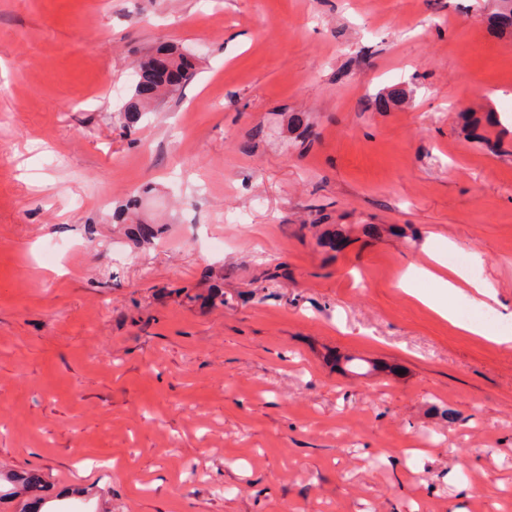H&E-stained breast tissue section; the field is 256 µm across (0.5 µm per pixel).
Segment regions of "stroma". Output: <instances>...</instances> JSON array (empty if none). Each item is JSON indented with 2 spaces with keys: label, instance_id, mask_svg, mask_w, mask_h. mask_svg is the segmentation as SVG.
<instances>
[{
  "label": "stroma",
  "instance_id": "1",
  "mask_svg": "<svg viewBox=\"0 0 512 512\" xmlns=\"http://www.w3.org/2000/svg\"><path fill=\"white\" fill-rule=\"evenodd\" d=\"M502 8L0 0V512H512V344L399 286L512 312ZM191 70L192 64L187 57L175 55L167 49L142 58L138 63V80L124 115L125 121L134 123L151 101L179 91L191 78ZM427 257L429 261L440 264L443 269H417L431 283L432 288L427 293L415 294V297L463 333L483 336L497 344L511 343L512 314L511 317L502 319L500 328L496 330L489 329L483 322L465 321L458 314L459 302L473 309L496 311L493 304H499V301L492 283L466 271L445 267L439 260L437 251L428 252Z\"/></svg>",
  "mask_w": 512,
  "mask_h": 512
}]
</instances>
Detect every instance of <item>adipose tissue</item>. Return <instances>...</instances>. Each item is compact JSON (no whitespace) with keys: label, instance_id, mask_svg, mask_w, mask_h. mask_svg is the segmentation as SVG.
<instances>
[{"label":"adipose tissue","instance_id":"ef3b65f1","mask_svg":"<svg viewBox=\"0 0 512 512\" xmlns=\"http://www.w3.org/2000/svg\"><path fill=\"white\" fill-rule=\"evenodd\" d=\"M420 274L431 284L428 292L420 294V301L448 320L452 327L497 344L512 342V316L502 319L499 329L492 330L485 323L468 322L458 314L457 305L461 302L478 310L492 309L497 295L491 282L457 269L433 271L424 268Z\"/></svg>","mask_w":512,"mask_h":512}]
</instances>
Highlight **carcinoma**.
Masks as SVG:
<instances>
[{"label": "carcinoma", "instance_id": "carcinoma-1", "mask_svg": "<svg viewBox=\"0 0 512 512\" xmlns=\"http://www.w3.org/2000/svg\"><path fill=\"white\" fill-rule=\"evenodd\" d=\"M137 75L133 98L124 115L131 124L151 101L179 91L192 76V64L183 55L161 49L139 61Z\"/></svg>", "mask_w": 512, "mask_h": 512}]
</instances>
